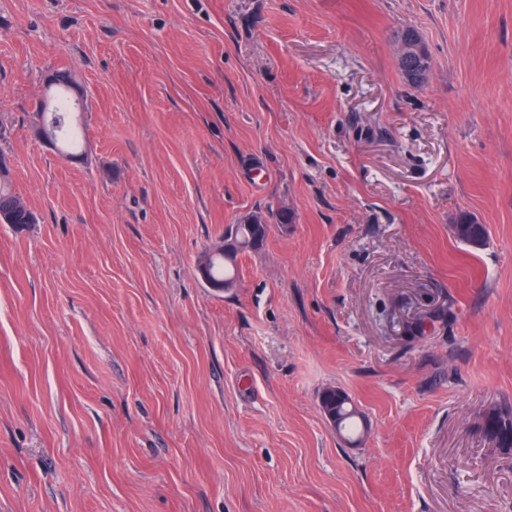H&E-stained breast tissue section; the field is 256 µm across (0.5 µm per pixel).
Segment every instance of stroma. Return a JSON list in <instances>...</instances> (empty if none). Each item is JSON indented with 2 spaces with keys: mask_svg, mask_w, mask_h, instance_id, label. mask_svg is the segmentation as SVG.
<instances>
[{
  "mask_svg": "<svg viewBox=\"0 0 512 512\" xmlns=\"http://www.w3.org/2000/svg\"><path fill=\"white\" fill-rule=\"evenodd\" d=\"M0 122V512H512V0H0ZM407 30L415 31L419 35V38L422 42L421 36L415 28L410 27ZM403 32L404 31L402 28L396 32V34L394 36L395 43H397V41L401 38V36L403 35ZM417 34L409 32V33L405 34L404 36H402L401 40L397 44L396 55H395L396 64L408 76L410 82H412L414 84H418L419 82H421L423 80V77H424L423 72L427 74V78H426V80H427L428 76L430 75V73L432 71L431 57L428 54L425 46H423V43H422V46H423V53H422L421 42L419 41ZM421 54H422V57H421ZM419 57H421V58L419 60L418 67H420V69H422L423 72L421 70L417 69V67H416V62ZM399 68L397 70H398L401 78L403 79V81L406 84H408L404 73H402V71ZM426 80H425V82H426ZM75 82L71 76L65 73H58L54 76L51 86L57 87L56 100L51 106V112H36V116L39 121L46 122L49 127L51 134L47 135V140L53 141V144L57 143L59 133L64 135L63 143L65 146L66 154H70V150H75L79 146L78 136L75 132L67 129V114H68V102L67 93L69 89L74 86ZM58 100V106L56 107ZM65 105L67 107H65ZM23 199L14 193L10 187V179L5 178L4 182H0V210L9 211L11 214L6 221L0 220V224H34L36 217L29 206L20 205ZM244 221L251 220L252 222H255L254 224H235L236 230L231 234V236L225 237L220 241L217 245H215L213 248H211V251L214 252H224L227 253V250H233V248H236L237 250H240L244 246L245 238L242 236V228L246 229L249 233H254L253 236L250 235L249 241L255 243L257 241V236L255 235V230L257 228L264 229L266 228L267 221L262 220L260 223L259 215L252 214L248 217H245L243 219ZM238 251L229 253L225 256H210L208 262L203 264L206 267L207 275L215 283H227L229 286L234 284L232 271L235 270L236 257ZM320 407L336 421V430L356 433L358 431L359 412L352 405L350 398L340 390L328 388L320 396ZM486 434L499 448H512V407H500L486 418Z\"/></svg>",
  "mask_w": 512,
  "mask_h": 512,
  "instance_id": "stroma-1",
  "label": "stroma"
}]
</instances>
